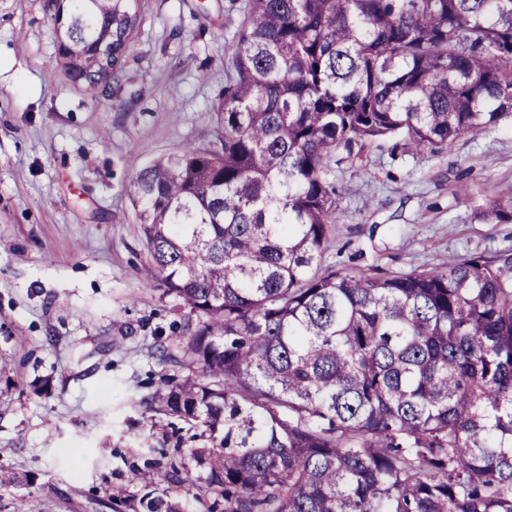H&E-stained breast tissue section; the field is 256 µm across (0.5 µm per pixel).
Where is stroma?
<instances>
[{
  "instance_id": "35a3bbf8",
  "label": "stroma",
  "mask_w": 512,
  "mask_h": 512,
  "mask_svg": "<svg viewBox=\"0 0 512 512\" xmlns=\"http://www.w3.org/2000/svg\"><path fill=\"white\" fill-rule=\"evenodd\" d=\"M247 0H132L109 94L86 95L58 54L56 0H0V512H115L112 484L169 449L140 404L188 311L141 276L149 256L126 185L151 161L211 146ZM320 271L389 276L512 251L485 197L512 194V116L441 151L353 152ZM49 381L47 393L33 390Z\"/></svg>"
}]
</instances>
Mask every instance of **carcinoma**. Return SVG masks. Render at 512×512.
I'll return each mask as SVG.
<instances>
[{
    "label": "carcinoma",
    "mask_w": 512,
    "mask_h": 512,
    "mask_svg": "<svg viewBox=\"0 0 512 512\" xmlns=\"http://www.w3.org/2000/svg\"><path fill=\"white\" fill-rule=\"evenodd\" d=\"M130 0H70L67 76L123 59ZM218 146L133 177L147 284L189 309L141 402L203 446L136 471L202 470L207 512H512V254L377 277L318 273L345 188L331 159L396 138L443 149L512 115V0H249ZM477 218L512 223V196ZM188 425L183 429L174 421Z\"/></svg>",
    "instance_id": "1"
}]
</instances>
